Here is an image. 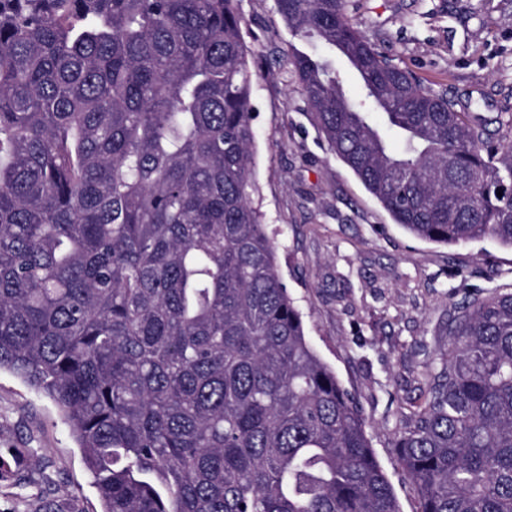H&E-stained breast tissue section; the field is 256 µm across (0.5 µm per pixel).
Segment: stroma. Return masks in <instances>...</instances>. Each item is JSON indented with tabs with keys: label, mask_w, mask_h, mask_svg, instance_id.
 Listing matches in <instances>:
<instances>
[{
	"label": "stroma",
	"mask_w": 512,
	"mask_h": 512,
	"mask_svg": "<svg viewBox=\"0 0 512 512\" xmlns=\"http://www.w3.org/2000/svg\"><path fill=\"white\" fill-rule=\"evenodd\" d=\"M255 75L258 204L278 244L283 282L306 332L362 408L377 460L401 512L417 492L393 448L425 379L448 349L464 298L512 285V249L482 240L447 246L396 224L330 151L284 64L293 38L274 0H240ZM375 47L456 109L512 112V0H351ZM0 455L17 458L0 512H101L94 479L58 408L0 373Z\"/></svg>",
	"instance_id": "1"
}]
</instances>
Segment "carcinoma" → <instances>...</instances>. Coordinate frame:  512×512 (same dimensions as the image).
<instances>
[{
	"label": "carcinoma",
	"instance_id": "cac0c4a2",
	"mask_svg": "<svg viewBox=\"0 0 512 512\" xmlns=\"http://www.w3.org/2000/svg\"><path fill=\"white\" fill-rule=\"evenodd\" d=\"M239 2L0 0V371L61 410L102 512H401L254 202ZM275 10L323 47L287 64L395 223L512 248V112L455 109L349 0ZM394 448L420 512H512V290L455 308Z\"/></svg>",
	"mask_w": 512,
	"mask_h": 512
}]
</instances>
